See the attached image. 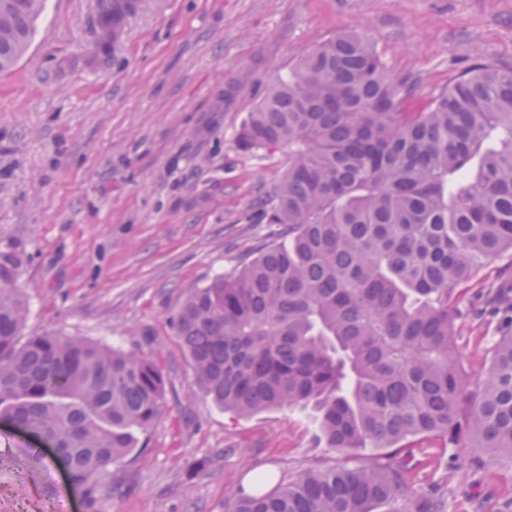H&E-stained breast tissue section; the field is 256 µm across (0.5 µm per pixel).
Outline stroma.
<instances>
[{
	"label": "stroma",
	"mask_w": 512,
	"mask_h": 512,
	"mask_svg": "<svg viewBox=\"0 0 512 512\" xmlns=\"http://www.w3.org/2000/svg\"><path fill=\"white\" fill-rule=\"evenodd\" d=\"M99 17V0H45L29 47L0 72V249L22 258L21 334L82 338L162 367L161 411L99 479L101 512H228L257 475L341 460L316 447L306 411L216 406L175 331L192 289L287 237L260 201L288 152H243L244 121L273 77L351 30L423 101L475 62L512 68V0H137L107 53ZM505 281L512 253L458 302L456 345L474 382L504 326L485 295ZM36 443L0 422V512L69 498L91 512L63 468L28 455ZM409 465L410 502L429 494L444 512H512L506 458L427 439Z\"/></svg>",
	"instance_id": "35a3bbf8"
}]
</instances>
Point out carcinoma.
<instances>
[{"label": "carcinoma", "instance_id": "cac0c4a2", "mask_svg": "<svg viewBox=\"0 0 512 512\" xmlns=\"http://www.w3.org/2000/svg\"><path fill=\"white\" fill-rule=\"evenodd\" d=\"M44 0H0V72L31 40ZM134 0H100L102 51ZM358 32L271 80L243 125L245 152L288 150L269 224L288 226L237 273L193 289L174 318L196 382L219 406L314 412L344 456L241 493L232 512H405L415 442L461 438L512 457V331L471 384L454 340L462 287L512 251V69L476 62L420 109ZM22 265L0 250V420L56 446L70 483L98 478L158 417L157 361L43 333L21 340ZM378 451L367 464L357 450Z\"/></svg>", "mask_w": 512, "mask_h": 512}]
</instances>
